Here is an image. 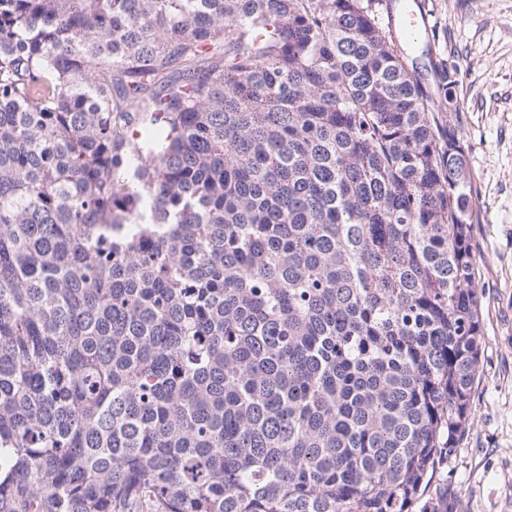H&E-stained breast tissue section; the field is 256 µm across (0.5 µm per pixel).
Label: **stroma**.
<instances>
[{"label":"stroma","instance_id":"35a3bbf8","mask_svg":"<svg viewBox=\"0 0 512 512\" xmlns=\"http://www.w3.org/2000/svg\"><path fill=\"white\" fill-rule=\"evenodd\" d=\"M429 31L409 49L434 89L441 60L459 66L460 128L476 207L471 238L483 344L472 420L439 479L465 512H512V0H427Z\"/></svg>","mask_w":512,"mask_h":512}]
</instances>
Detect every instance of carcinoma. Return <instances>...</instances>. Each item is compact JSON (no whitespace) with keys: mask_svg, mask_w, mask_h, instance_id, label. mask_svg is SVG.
<instances>
[{"mask_svg":"<svg viewBox=\"0 0 512 512\" xmlns=\"http://www.w3.org/2000/svg\"><path fill=\"white\" fill-rule=\"evenodd\" d=\"M382 2L0 0V512H410L456 452L458 69Z\"/></svg>","mask_w":512,"mask_h":512,"instance_id":"1","label":"carcinoma"}]
</instances>
